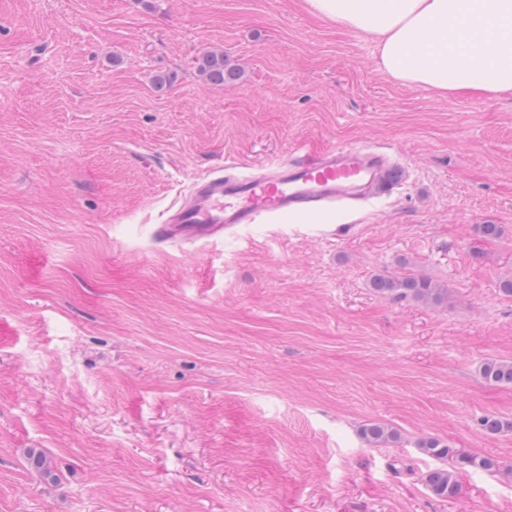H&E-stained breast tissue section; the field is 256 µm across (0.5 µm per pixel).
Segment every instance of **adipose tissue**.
<instances>
[{
    "label": "adipose tissue",
    "instance_id": "1",
    "mask_svg": "<svg viewBox=\"0 0 512 512\" xmlns=\"http://www.w3.org/2000/svg\"><path fill=\"white\" fill-rule=\"evenodd\" d=\"M316 16L373 37L402 84L443 96L512 93V0H305Z\"/></svg>",
    "mask_w": 512,
    "mask_h": 512
}]
</instances>
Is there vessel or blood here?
<instances>
[{"mask_svg": "<svg viewBox=\"0 0 512 512\" xmlns=\"http://www.w3.org/2000/svg\"><path fill=\"white\" fill-rule=\"evenodd\" d=\"M399 176L397 164L382 152L354 144L313 152L301 144L291 159L268 166L259 175L212 172L198 178L170 224L159 225L155 236L179 233L208 239L225 227L254 224L272 215L284 218L328 204L365 203Z\"/></svg>", "mask_w": 512, "mask_h": 512, "instance_id": "b4317fda", "label": "vessel or blood"}]
</instances>
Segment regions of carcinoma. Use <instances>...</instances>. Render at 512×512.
Masks as SVG:
<instances>
[{"instance_id":"obj_1","label":"carcinoma","mask_w":512,"mask_h":512,"mask_svg":"<svg viewBox=\"0 0 512 512\" xmlns=\"http://www.w3.org/2000/svg\"><path fill=\"white\" fill-rule=\"evenodd\" d=\"M199 72L208 82L222 85L236 77L232 70L225 69L224 52L211 51L199 62ZM371 287L381 295L397 301H415L425 304H441L448 298L447 291L438 287L431 279L412 273L383 274L375 276ZM483 378L495 384H512V362L492 360L481 369ZM479 427L490 434L512 430V422H504L496 416H484ZM364 441L373 446L393 443L397 433L380 424H368L362 428ZM421 453L444 460L447 465L436 468L426 476L432 493L440 498L453 499L460 492L459 473L467 469L500 472L498 463L484 456L461 452L436 438H425L419 442Z\"/></svg>"}]
</instances>
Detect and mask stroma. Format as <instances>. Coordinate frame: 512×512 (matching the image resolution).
I'll return each instance as SVG.
<instances>
[{
    "instance_id": "stroma-1",
    "label": "stroma",
    "mask_w": 512,
    "mask_h": 512,
    "mask_svg": "<svg viewBox=\"0 0 512 512\" xmlns=\"http://www.w3.org/2000/svg\"><path fill=\"white\" fill-rule=\"evenodd\" d=\"M212 50L236 80L203 79ZM297 143L403 176L355 211L154 237L198 177ZM387 272L447 304L379 295ZM508 276L512 95L399 83L304 0H0V512H512L489 472L432 494L418 449L512 468V431L477 425L512 421L481 375L512 361ZM362 437L367 444L377 447L395 442L397 433L380 424H368L362 428Z\"/></svg>"
}]
</instances>
